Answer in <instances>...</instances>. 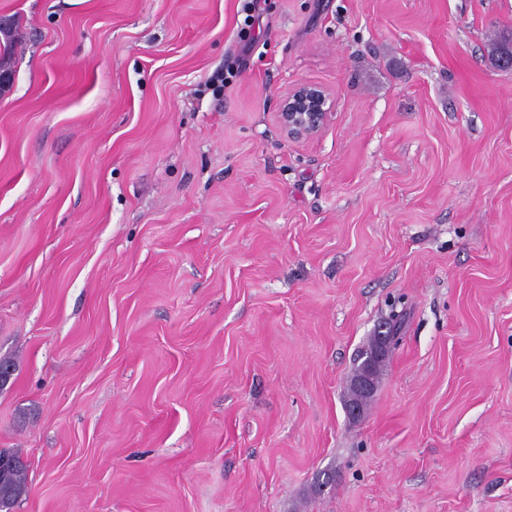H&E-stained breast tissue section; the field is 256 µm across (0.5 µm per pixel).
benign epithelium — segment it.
Instances as JSON below:
<instances>
[{
	"instance_id": "1",
	"label": "benign epithelium",
	"mask_w": 512,
	"mask_h": 512,
	"mask_svg": "<svg viewBox=\"0 0 512 512\" xmlns=\"http://www.w3.org/2000/svg\"><path fill=\"white\" fill-rule=\"evenodd\" d=\"M328 115L326 93L309 84L300 85L289 92L276 113L279 126L292 139L317 136Z\"/></svg>"
}]
</instances>
